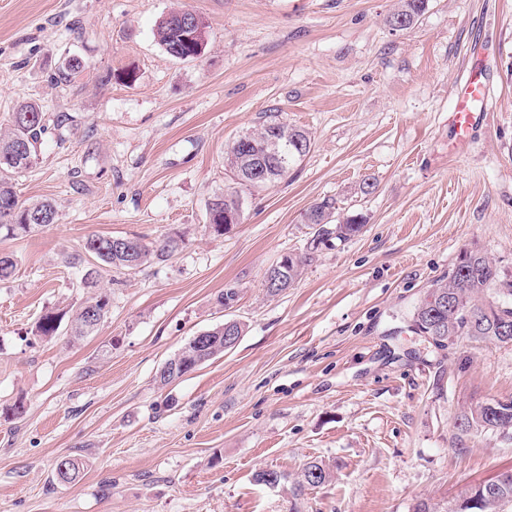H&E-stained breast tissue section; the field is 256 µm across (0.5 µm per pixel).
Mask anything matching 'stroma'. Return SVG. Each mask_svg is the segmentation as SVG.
Returning a JSON list of instances; mask_svg holds the SVG:
<instances>
[{"instance_id":"1","label":"stroma","mask_w":512,"mask_h":512,"mask_svg":"<svg viewBox=\"0 0 512 512\" xmlns=\"http://www.w3.org/2000/svg\"><path fill=\"white\" fill-rule=\"evenodd\" d=\"M399 5L0 0V128L24 102L48 126L11 182L56 208L51 226L0 234L16 263L0 281V407H26L0 418V512H411L512 468L499 433L453 442L462 405L512 398V347L439 349L410 317L463 248L512 271V0H428L395 31ZM175 9L204 19L200 58L157 41ZM477 65L471 108L488 119L460 148L448 90ZM271 115L311 149L284 180L242 189L241 222L213 237L208 204L235 183L227 147ZM325 197L362 215V234L268 295L265 271L304 249L305 214ZM174 233L168 260L103 274L112 304L92 336L34 335L45 311L88 298L67 262L87 237ZM228 318L245 325L233 349L158 384ZM66 456L84 468L61 485ZM314 460L334 479L295 494ZM262 469L285 479L257 483Z\"/></svg>"}]
</instances>
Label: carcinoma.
Here are the masks:
<instances>
[{
	"label": "carcinoma",
	"mask_w": 512,
	"mask_h": 512,
	"mask_svg": "<svg viewBox=\"0 0 512 512\" xmlns=\"http://www.w3.org/2000/svg\"><path fill=\"white\" fill-rule=\"evenodd\" d=\"M427 0H401V5L388 19L393 26L401 20L413 27ZM156 37L169 55H190L191 45L185 42L178 12L172 11L158 22ZM45 113L34 104H23L11 113L7 130L0 132V230L8 236H24L42 222L48 226L56 222V209L51 202H22L14 190L9 175L30 168L37 158L43 135L46 133ZM308 132L293 127L273 116L259 130L245 133L228 147L225 164L237 180L248 189H260L288 177L291 168L310 150ZM336 201L324 198L310 206L306 223L313 229L304 251L288 253L266 270L271 275L267 293L275 296L296 283L304 268L318 254L332 245V241H346L364 229L362 218L346 216L334 218ZM208 228L215 237L224 235V225L230 218H241L242 198L239 190L229 188L208 204ZM183 244L179 235L169 236L152 248L137 238L121 243L112 238L93 235L87 238L81 251L68 258V264L82 271L80 285L96 288L101 269L134 270L152 258L172 256ZM110 295L98 289L72 314L70 335L79 338L97 328L108 315ZM65 314L55 311L43 313L36 324V335L51 338L59 332ZM412 322L430 335L448 340L465 336L470 340L490 345L512 346V333L505 334L504 323L512 325V275H507L480 249L461 250L448 273V280L431 284L425 295L411 311ZM206 341L199 344L190 339L157 374L160 385L195 370L202 363L224 354V325L218 324L203 331ZM459 418L474 430L499 432L512 437V398L492 399L461 409ZM80 472L78 461L65 457L56 467L55 479L60 484L74 482ZM331 471L320 462L307 463L296 492L307 487H318L332 480ZM484 500L485 512H505L512 507V468L501 471L498 482L478 491Z\"/></svg>",
	"instance_id": "carcinoma-1"
}]
</instances>
